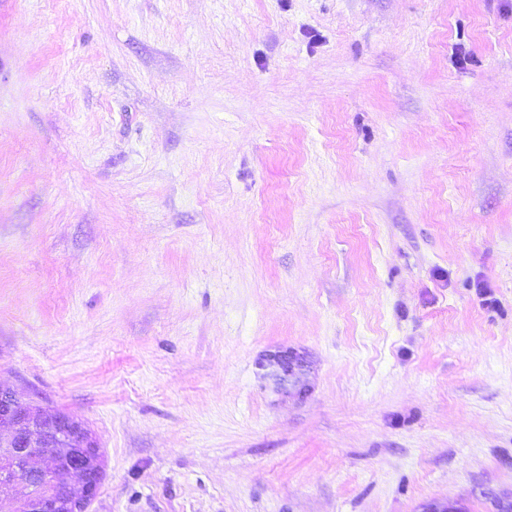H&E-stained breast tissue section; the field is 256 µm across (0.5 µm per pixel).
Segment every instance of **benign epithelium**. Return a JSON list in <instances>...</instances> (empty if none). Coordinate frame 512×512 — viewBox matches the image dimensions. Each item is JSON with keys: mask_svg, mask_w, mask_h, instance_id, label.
I'll use <instances>...</instances> for the list:
<instances>
[{"mask_svg": "<svg viewBox=\"0 0 512 512\" xmlns=\"http://www.w3.org/2000/svg\"><path fill=\"white\" fill-rule=\"evenodd\" d=\"M260 366L269 370L276 384L293 388L304 396L301 382L303 356L294 351H277L265 356ZM0 512H14L11 487L40 486L26 512H89L104 473L103 454L90 428L65 412H49L39 402L14 390L0 387ZM21 455L26 467L16 466L12 453ZM62 468L67 478H76L80 490L59 493L53 487L54 471Z\"/></svg>", "mask_w": 512, "mask_h": 512, "instance_id": "obj_1", "label": "benign epithelium"}]
</instances>
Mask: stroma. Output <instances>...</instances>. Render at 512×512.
Segmentation results:
<instances>
[{
	"mask_svg": "<svg viewBox=\"0 0 512 512\" xmlns=\"http://www.w3.org/2000/svg\"><path fill=\"white\" fill-rule=\"evenodd\" d=\"M0 385L90 512L512 504V0H0ZM260 366L268 369L276 384L288 390L290 385L298 396H304L308 388L301 382V374L305 366L303 356L294 351H277L265 356Z\"/></svg>",
	"mask_w": 512,
	"mask_h": 512,
	"instance_id": "stroma-1",
	"label": "stroma"
}]
</instances>
